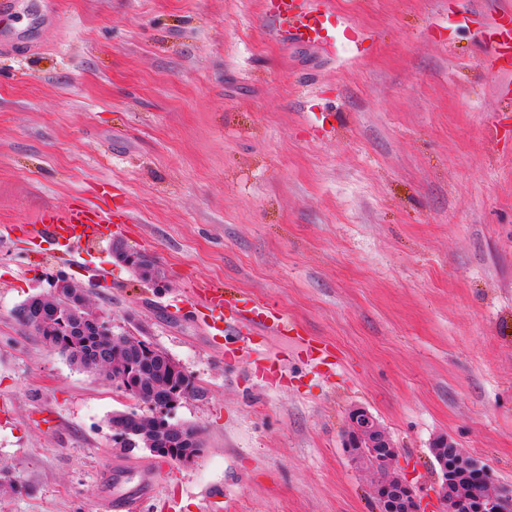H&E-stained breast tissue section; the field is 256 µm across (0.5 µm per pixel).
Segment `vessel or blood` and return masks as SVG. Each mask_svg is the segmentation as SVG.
I'll return each mask as SVG.
<instances>
[{"label": "vessel or blood", "mask_w": 512, "mask_h": 512, "mask_svg": "<svg viewBox=\"0 0 512 512\" xmlns=\"http://www.w3.org/2000/svg\"><path fill=\"white\" fill-rule=\"evenodd\" d=\"M266 15L276 22L277 30L302 43H320L329 33L345 26L346 21L336 15L328 0H266ZM492 56L496 60H512V14L503 13L487 30ZM112 215L99 207L86 203H65L39 210L33 217L38 234L58 243L67 256H75L79 249L104 236ZM209 312L213 322L224 319L222 290L207 282L197 283L193 291ZM250 320L259 326H271L279 335H287L293 329L292 321L280 312L264 305L250 312ZM148 498L143 487L118 493L114 497L117 512H135Z\"/></svg>", "instance_id": "vessel-or-blood-1"}]
</instances>
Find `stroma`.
Segmentation results:
<instances>
[{
	"label": "stroma",
	"instance_id": "obj_1",
	"mask_svg": "<svg viewBox=\"0 0 512 512\" xmlns=\"http://www.w3.org/2000/svg\"><path fill=\"white\" fill-rule=\"evenodd\" d=\"M329 2L350 27L308 46L271 30L265 0L0 16V228L17 227L0 231V467L26 487L0 512H113L152 463L156 512H377L375 471L343 447L356 407L421 512H440L443 435L512 486V75L485 37L512 0ZM67 201L117 219L72 261L21 230ZM59 275L195 378L170 414L199 430L193 460L114 446L112 415L149 407L19 321ZM202 280L223 332L192 298ZM258 303L297 333L242 346ZM194 296L199 299L209 311L214 324L224 322V296L222 290L217 289L208 282H199L193 290Z\"/></svg>",
	"mask_w": 512,
	"mask_h": 512
}]
</instances>
